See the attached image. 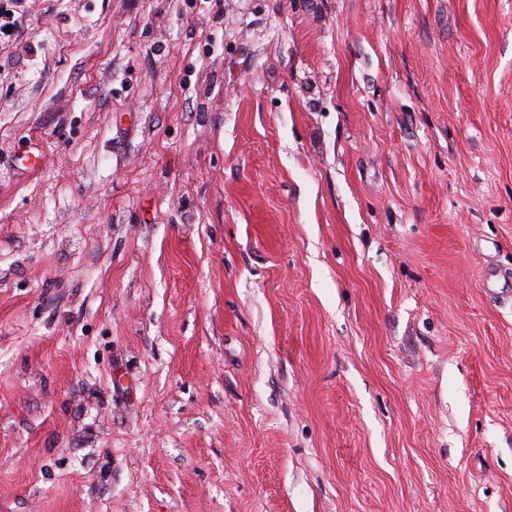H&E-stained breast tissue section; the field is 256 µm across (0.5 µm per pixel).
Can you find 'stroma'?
Returning a JSON list of instances; mask_svg holds the SVG:
<instances>
[{"label":"stroma","instance_id":"35a3bbf8","mask_svg":"<svg viewBox=\"0 0 512 512\" xmlns=\"http://www.w3.org/2000/svg\"><path fill=\"white\" fill-rule=\"evenodd\" d=\"M0 7V512H512V0Z\"/></svg>","mask_w":512,"mask_h":512}]
</instances>
